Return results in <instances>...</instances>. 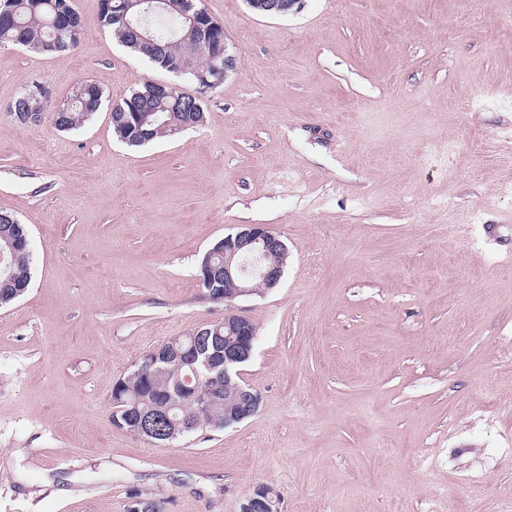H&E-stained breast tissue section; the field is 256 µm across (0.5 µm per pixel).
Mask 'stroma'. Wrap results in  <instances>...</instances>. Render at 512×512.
I'll use <instances>...</instances> for the list:
<instances>
[{
    "mask_svg": "<svg viewBox=\"0 0 512 512\" xmlns=\"http://www.w3.org/2000/svg\"><path fill=\"white\" fill-rule=\"evenodd\" d=\"M72 5L71 53L0 47V210L33 253L0 308V512H240L258 486L282 512H512V0H202L236 68L202 126L138 149L111 106L171 76ZM84 80L78 130L7 113ZM240 224L288 247L234 302L257 412L170 445L115 427L143 354L223 320L197 264ZM35 88V82L32 84L26 85L23 90L20 92L19 96L16 98V100L8 106L7 112L10 116H12L15 120L20 122L21 124L24 123H36L39 122V120L42 117L41 112H46L47 104L50 101V93L49 92H38V93H31L29 96L28 94ZM39 95V96H38ZM27 96V97H26ZM26 97V98H25ZM26 102V113H22L19 116V121L16 118L17 115V105L20 107L24 106V99Z\"/></svg>",
    "mask_w": 512,
    "mask_h": 512,
    "instance_id": "35a3bbf8",
    "label": "stroma"
}]
</instances>
